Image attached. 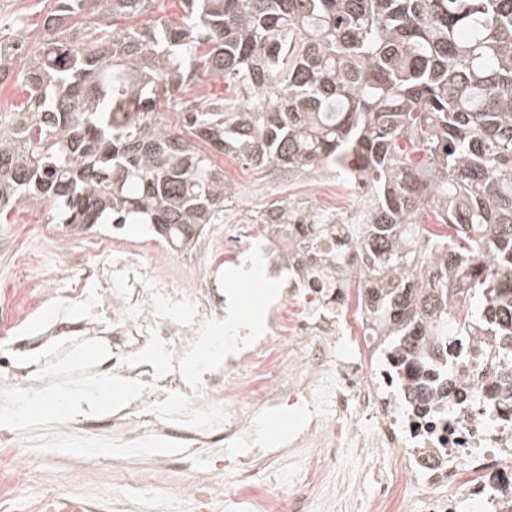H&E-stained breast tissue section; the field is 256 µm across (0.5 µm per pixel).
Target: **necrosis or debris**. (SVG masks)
<instances>
[{"instance_id": "1", "label": "necrosis or debris", "mask_w": 512, "mask_h": 512, "mask_svg": "<svg viewBox=\"0 0 512 512\" xmlns=\"http://www.w3.org/2000/svg\"><path fill=\"white\" fill-rule=\"evenodd\" d=\"M111 242V288L19 336L15 351L28 354L68 337L112 343L114 360L102 361L96 373L156 383L153 400L170 409L162 434L190 448L201 441L223 444V480L192 468L174 484L141 481L139 491L155 512H168L172 497L192 512H212L227 484L238 488L241 512H330L338 500L353 499L350 484L296 490L287 471L256 492L264 455L256 426L286 400L299 413L289 447L323 451L337 468L357 463L371 473L366 512H391L395 504L413 512H512V387L503 384L512 378V357L495 337H449L441 347L451 375L448 393L426 405L410 398L347 271L329 288L291 275L261 318L242 320L196 250H177L175 279L157 252H150L146 270L126 237L116 234ZM151 326L174 350L175 362L194 356L200 338L219 333L224 358L180 376L181 397L171 400L168 379L120 362L145 347ZM272 349L279 353L273 364L266 357ZM245 367L261 377L260 388L239 383Z\"/></svg>"}]
</instances>
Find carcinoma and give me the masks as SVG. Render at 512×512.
Returning <instances> with one entry per match:
<instances>
[{"mask_svg": "<svg viewBox=\"0 0 512 512\" xmlns=\"http://www.w3.org/2000/svg\"><path fill=\"white\" fill-rule=\"evenodd\" d=\"M152 2L55 0L33 50L22 29L0 36V84L28 93L0 113V215L48 204L76 234L151 224L185 246L237 197L210 154L333 172L362 186L361 228L322 251L327 218L305 215L303 265L326 283L365 256L367 318L411 395L447 385L449 333L512 339V0H182L178 24L115 27ZM86 10L93 25L70 23ZM200 64L229 96L181 101ZM165 103L210 153L158 119Z\"/></svg>", "mask_w": 512, "mask_h": 512, "instance_id": "obj_1", "label": "carcinoma"}]
</instances>
